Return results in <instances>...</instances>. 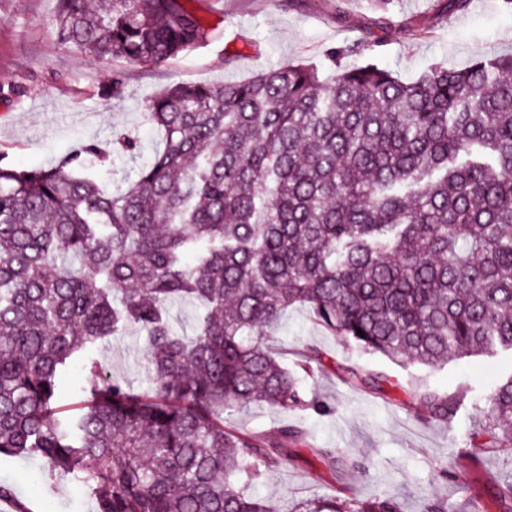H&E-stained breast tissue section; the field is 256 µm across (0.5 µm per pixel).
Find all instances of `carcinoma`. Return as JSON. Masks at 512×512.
Returning <instances> with one entry per match:
<instances>
[{
  "instance_id": "carcinoma-1",
  "label": "carcinoma",
  "mask_w": 512,
  "mask_h": 512,
  "mask_svg": "<svg viewBox=\"0 0 512 512\" xmlns=\"http://www.w3.org/2000/svg\"><path fill=\"white\" fill-rule=\"evenodd\" d=\"M57 28L89 57L148 64L208 37L178 0H58ZM342 56L164 88L144 112L162 147L119 183L131 136L33 169L0 158V455L81 478L96 512H401L385 495L285 507L248 492L302 432L267 440L224 411L308 406L319 354L290 369L266 334L296 305L399 362L512 352V54L413 81ZM177 304L205 309L190 336ZM130 329L147 341L141 392L92 355ZM78 358L88 395L63 410ZM420 401L446 424L461 406ZM471 442L512 447V375Z\"/></svg>"
}]
</instances>
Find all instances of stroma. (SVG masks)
<instances>
[{"label":"stroma","instance_id":"obj_1","mask_svg":"<svg viewBox=\"0 0 512 512\" xmlns=\"http://www.w3.org/2000/svg\"><path fill=\"white\" fill-rule=\"evenodd\" d=\"M210 32L207 43L160 64L122 58L97 60L63 44L55 16L58 0H0V157L19 169L40 167L81 143L109 145L113 134L137 138L144 152L160 136L144 122L145 104L174 83L241 81L279 63L323 65L329 49L343 64L373 61L403 79L435 63L463 69L494 54L512 53V12L501 0H471L462 13L440 0H395L398 24L379 25L368 0H185ZM376 39L361 48L362 38ZM124 93L104 95L113 77ZM274 356L295 365L317 349L324 370L308 378L311 408L280 411L265 404L225 413L226 424L269 440L286 426L305 432L304 444L263 469L253 491L280 502L337 494L364 500L397 498L403 512H421L439 497L450 512H478L496 488L512 483V447L470 458L474 406L512 376V353L478 355L438 367L402 364L379 354H357L327 335L302 307L289 309L270 338ZM146 339L132 330L96 352L107 374L146 389ZM384 379L382 390L349 382L347 367ZM459 396L451 423L431 419L414 397L425 388ZM332 448L340 461L329 470L314 454ZM0 484L14 497L0 512H95L87 486L59 478L47 461L0 455Z\"/></svg>","mask_w":512,"mask_h":512}]
</instances>
